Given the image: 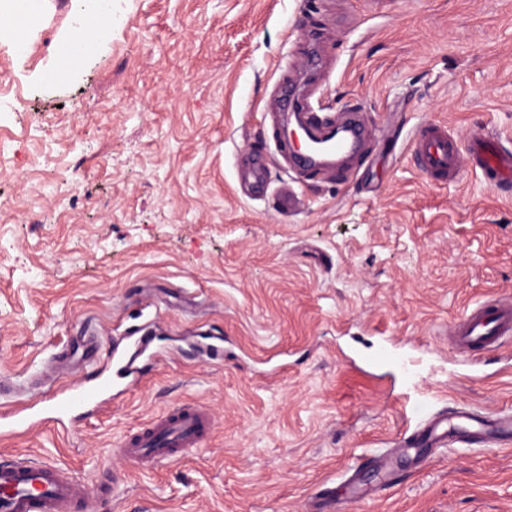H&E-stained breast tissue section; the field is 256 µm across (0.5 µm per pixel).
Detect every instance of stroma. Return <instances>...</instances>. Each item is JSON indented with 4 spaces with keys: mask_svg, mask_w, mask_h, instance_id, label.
<instances>
[{
    "mask_svg": "<svg viewBox=\"0 0 512 512\" xmlns=\"http://www.w3.org/2000/svg\"><path fill=\"white\" fill-rule=\"evenodd\" d=\"M74 21L73 0H29L25 51L0 34V384L40 405L94 379L137 315L171 353L0 453L92 493L122 472L101 512H308L326 491V512H512V446L427 448L379 487L416 403L512 411V340L463 364L448 339L476 301L512 300V195L469 168L427 182L406 141L435 121L512 149V0H112L86 50ZM292 85L335 116L361 106L369 157L350 183L278 155ZM258 157L256 188L239 173ZM199 330L230 360L183 354ZM184 401L217 422L198 452L149 469L114 456ZM352 482L377 492L354 511Z\"/></svg>",
    "mask_w": 512,
    "mask_h": 512,
    "instance_id": "1",
    "label": "stroma"
}]
</instances>
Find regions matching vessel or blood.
<instances>
[{
	"mask_svg": "<svg viewBox=\"0 0 512 512\" xmlns=\"http://www.w3.org/2000/svg\"><path fill=\"white\" fill-rule=\"evenodd\" d=\"M305 144L295 159L307 174H320L325 160H359L363 155L366 130L357 114H349L342 124L321 115L309 104L295 101ZM471 152L474 169L489 187H496L512 176V151L498 145L487 132H474ZM409 148L420 168L436 180L456 177L460 168V147L447 128L423 123L409 136ZM512 335V303H482L471 309L457 328L456 342L463 354L478 347H496L500 338ZM153 336L132 329L123 348L112 352V371L100 375L91 386H76L56 395L43 422H62L75 411L93 409L109 397L113 387L142 379L145 364L158 354ZM28 407L6 399L0 389V435L29 430L36 421ZM214 417L209 408L197 405L176 406L137 432L126 436L119 455L134 464H166L179 461L201 447ZM512 430V413L484 416L473 409L459 407L450 414H423L413 430L404 432L391 448L394 455L408 456L421 446L440 448L465 442L485 448H500L502 430ZM97 499L64 469L52 464H33L19 460L0 461V512H96Z\"/></svg>",
	"mask_w": 512,
	"mask_h": 512,
	"instance_id": "b4317fda",
	"label": "vessel or blood"
}]
</instances>
